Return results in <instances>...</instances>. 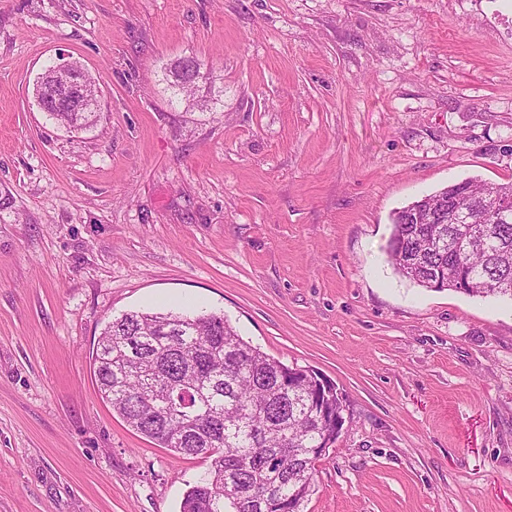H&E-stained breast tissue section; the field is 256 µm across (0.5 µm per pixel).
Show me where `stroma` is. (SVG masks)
<instances>
[{"label": "stroma", "mask_w": 512, "mask_h": 512, "mask_svg": "<svg viewBox=\"0 0 512 512\" xmlns=\"http://www.w3.org/2000/svg\"><path fill=\"white\" fill-rule=\"evenodd\" d=\"M101 89L57 125L58 55ZM203 67L202 113L163 68ZM512 181V0H0V512H180L199 459L91 357L122 313L212 311L341 392L304 512H512V302L429 291L394 210ZM92 81L77 62L58 59L35 83L37 104L43 112L53 105L55 112H48V116L59 125L69 129L90 127L97 122L99 112L96 108L91 110L89 105H96L100 99V90ZM46 91L51 93L53 101Z\"/></svg>", "instance_id": "1"}]
</instances>
